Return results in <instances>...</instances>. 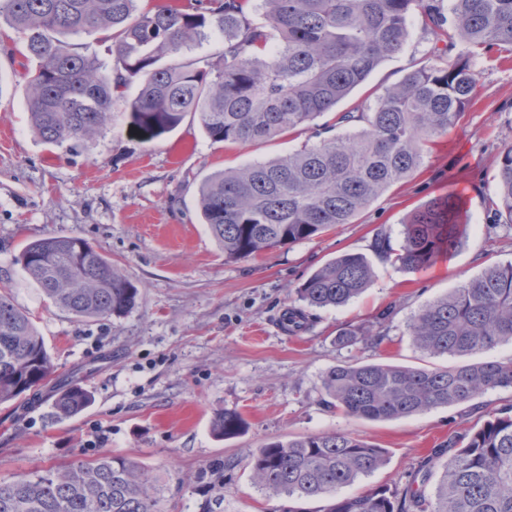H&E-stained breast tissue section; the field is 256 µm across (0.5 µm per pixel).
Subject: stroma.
<instances>
[{
  "mask_svg": "<svg viewBox=\"0 0 512 512\" xmlns=\"http://www.w3.org/2000/svg\"><path fill=\"white\" fill-rule=\"evenodd\" d=\"M434 40L412 13L403 49L383 61L334 111L268 142H211L198 118H186L150 145L131 138L116 100L114 126L93 140L47 145L28 112L29 62L14 30L0 18V286L28 311L57 366L93 393L76 416L56 420L50 383L29 404H0V479L102 455L135 459L157 476L160 512H200L199 476L224 463V512H278L282 501L253 485L248 449L269 439L347 432L385 448L387 462L344 492L404 487L434 448L464 434L479 414L512 410V388L468 402L393 420L372 421L320 401L325 371L336 362L429 364L406 333L409 318L487 266L512 262V226L496 210L494 174L512 143V60L479 59L476 95L460 124L436 140L423 166L391 187L358 216L328 233L243 260L228 262L202 224L198 188L208 175L267 161L299 148L338 113L374 103L386 86L432 56ZM455 190L470 226L458 253L408 272L377 258V232L399 240L401 223L419 203ZM75 234L111 259L140 290L122 317L78 322L57 308L15 258L27 241ZM345 251L371 258L376 277L359 297L316 309L310 330L294 335L280 318L296 302V287ZM392 311L386 338L375 348H341L344 325L375 322ZM234 409L243 435L221 440L215 413Z\"/></svg>",
  "mask_w": 512,
  "mask_h": 512,
  "instance_id": "35a3bbf8",
  "label": "stroma"
}]
</instances>
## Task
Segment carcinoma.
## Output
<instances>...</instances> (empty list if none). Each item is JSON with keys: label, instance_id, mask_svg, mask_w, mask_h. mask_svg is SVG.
Wrapping results in <instances>:
<instances>
[{"label": "carcinoma", "instance_id": "carcinoma-1", "mask_svg": "<svg viewBox=\"0 0 512 512\" xmlns=\"http://www.w3.org/2000/svg\"><path fill=\"white\" fill-rule=\"evenodd\" d=\"M140 0H0L19 35L28 73L32 129L48 144L95 137L112 114L113 95L135 82L125 112L128 132L150 145L187 116L199 118L214 143L273 140L332 110L399 52L408 19L420 12L434 36V61L409 71L375 103L344 112L355 130L305 143L273 160L228 168L204 178L198 207L203 223L238 261L318 237L350 224L391 186L418 171L428 144L457 126L478 73L469 60L512 53V0H262V16L245 0H195L188 10H143ZM102 31L113 63L67 41ZM218 33V59L187 53ZM464 55L447 60L457 45ZM498 214L512 224V144L497 159ZM469 218L450 192L413 209L398 248L376 233L373 248L408 271L451 257L463 245ZM17 263L53 304L77 321L121 317L139 289L78 235H53L23 245ZM368 258L346 251L296 288L309 309L344 306L373 281ZM284 320L306 331L305 312ZM429 357H463L512 343V262L492 265L416 313L407 325ZM374 325L338 329L343 347L382 343ZM55 364L30 314L0 289V404L53 380ZM512 388V358L441 367L342 361L327 369L321 400L366 420H392L469 402ZM92 393L79 383L58 389L56 416L86 409ZM245 422L231 409L211 423L217 438L239 436ZM251 481L272 497L323 499L319 512H512V415H492L446 448H436L404 488L381 486L357 496L342 488L386 464L385 451L350 433L270 440L246 454ZM440 478L426 495L434 471ZM215 495L202 512H224V462L203 474ZM159 480L132 459L103 456L0 479V512H159Z\"/></svg>", "mask_w": 512, "mask_h": 512}]
</instances>
